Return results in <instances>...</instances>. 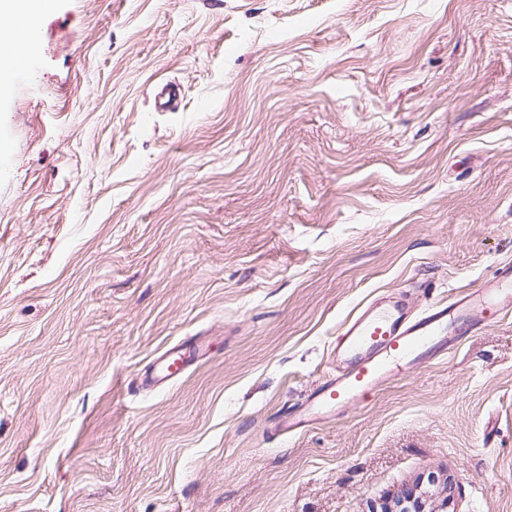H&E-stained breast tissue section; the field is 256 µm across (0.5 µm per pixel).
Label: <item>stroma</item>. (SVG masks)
Listing matches in <instances>:
<instances>
[{
    "mask_svg": "<svg viewBox=\"0 0 512 512\" xmlns=\"http://www.w3.org/2000/svg\"><path fill=\"white\" fill-rule=\"evenodd\" d=\"M35 26L0 88V512H512V317L274 429L362 304L512 263V0H52ZM197 349L193 344H178L166 350L154 368L146 371L141 385L150 389L168 385L183 375L196 359Z\"/></svg>",
    "mask_w": 512,
    "mask_h": 512,
    "instance_id": "obj_1",
    "label": "stroma"
}]
</instances>
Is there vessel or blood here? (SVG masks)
Returning a JSON list of instances; mask_svg holds the SVG:
<instances>
[{"label":"vessel or blood","instance_id":"b4317fda","mask_svg":"<svg viewBox=\"0 0 512 512\" xmlns=\"http://www.w3.org/2000/svg\"><path fill=\"white\" fill-rule=\"evenodd\" d=\"M512 315V265L500 267L482 288L452 302L416 311L405 294L369 304L348 318L336 338L339 365L321 386L280 420V434L293 436L314 424L334 420L387 383L402 380L440 360L463 337ZM197 349L183 343L166 350L141 384L155 389L183 375Z\"/></svg>","mask_w":512,"mask_h":512}]
</instances>
